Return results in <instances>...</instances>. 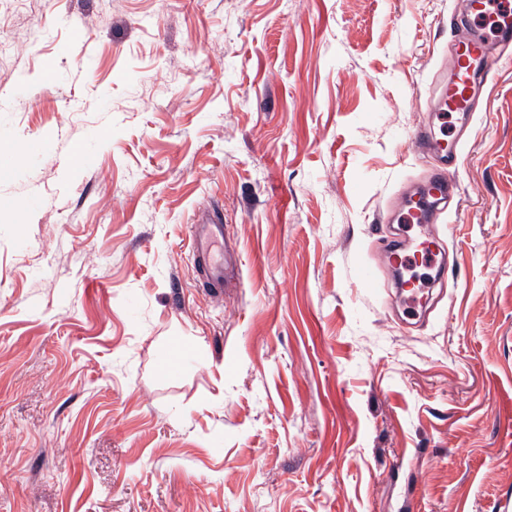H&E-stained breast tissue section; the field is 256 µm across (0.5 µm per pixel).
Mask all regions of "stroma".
<instances>
[{"mask_svg":"<svg viewBox=\"0 0 512 512\" xmlns=\"http://www.w3.org/2000/svg\"><path fill=\"white\" fill-rule=\"evenodd\" d=\"M461 6L0 0V512H512V48L416 321L377 249ZM192 225L191 240L202 284L221 292L237 288L241 253L225 239L221 214L214 209L199 210Z\"/></svg>","mask_w":512,"mask_h":512,"instance_id":"obj_1","label":"stroma"}]
</instances>
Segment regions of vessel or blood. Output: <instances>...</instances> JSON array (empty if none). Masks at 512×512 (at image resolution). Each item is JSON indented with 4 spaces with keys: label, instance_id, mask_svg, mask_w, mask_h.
Here are the masks:
<instances>
[{
    "label": "vessel or blood",
    "instance_id": "b4317fda",
    "mask_svg": "<svg viewBox=\"0 0 512 512\" xmlns=\"http://www.w3.org/2000/svg\"><path fill=\"white\" fill-rule=\"evenodd\" d=\"M460 16L466 19L471 34L455 49L453 77L435 107L436 118L442 123L449 113L468 114L477 90L493 80L494 74L485 63L491 42L512 40V0H464ZM409 137L418 152L436 154L439 165L426 177L418 199L401 216L402 222H418L419 236L405 240L402 248L385 249L381 262L389 269L419 261L432 265L448 251L430 220L434 213L447 211L456 195L459 155L425 128H417ZM191 240L203 285L217 291L238 287L241 253L227 242L218 211H199Z\"/></svg>",
    "mask_w": 512,
    "mask_h": 512
}]
</instances>
